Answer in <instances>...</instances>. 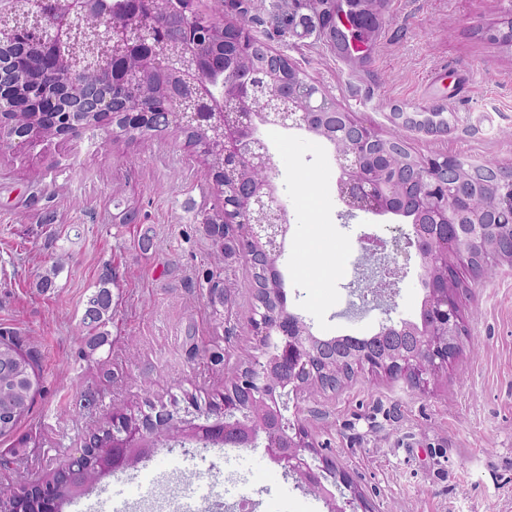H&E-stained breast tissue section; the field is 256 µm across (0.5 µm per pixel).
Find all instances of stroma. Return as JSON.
I'll return each instance as SVG.
<instances>
[{"label": "stroma", "mask_w": 512, "mask_h": 512, "mask_svg": "<svg viewBox=\"0 0 512 512\" xmlns=\"http://www.w3.org/2000/svg\"><path fill=\"white\" fill-rule=\"evenodd\" d=\"M379 26L366 51L339 47L322 13L348 0H224L223 21L245 25L321 85L338 106L381 132H405L423 157L454 155L512 167V50L487 41L505 0H374ZM439 75L440 126L413 125L428 77ZM272 160L298 256L278 270L286 305L316 336H370L419 316L425 290L410 255L390 297L364 285L378 265L361 263L359 238L409 231L405 218L345 214L336 198L332 151L304 132L272 144ZM222 198L177 131L119 139L100 148L54 140L30 151L0 150V330L13 332L36 363L31 414L0 438V454L36 480L82 446L112 415L184 394L206 404L258 357L249 319L255 301L242 258L215 263L200 222ZM139 212L121 221L125 208ZM55 221H41L44 212ZM112 276L109 342L85 357L76 339L84 303ZM232 277L227 303L214 282ZM49 287H42L43 278ZM461 297L469 330L456 359L429 392L359 370L345 387L301 395L299 416L323 453L359 482L375 512H512V266L471 279ZM223 352L221 363L210 359ZM96 403L82 407L83 395ZM206 452L217 493L248 485L252 512L275 487L288 512H326L285 476L265 448L159 444L126 475L153 470L152 486L131 491V512H169L196 483ZM262 468L252 471V457ZM183 460L181 476L167 466Z\"/></svg>", "instance_id": "1"}]
</instances>
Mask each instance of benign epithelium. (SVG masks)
<instances>
[{"mask_svg": "<svg viewBox=\"0 0 512 512\" xmlns=\"http://www.w3.org/2000/svg\"><path fill=\"white\" fill-rule=\"evenodd\" d=\"M39 18L34 25L0 21V144L10 149L32 148L53 139L70 140L95 131L107 137L136 138L166 122L210 134L217 148V165L202 152L224 208L238 214L234 228L243 238L245 259L252 273L256 307L249 322L261 358L224 390L220 402L203 412L192 398L187 406L154 409L136 428L112 433V439L89 440L72 459L97 456L98 448H114V460L135 464L156 438L177 427V441L203 442L212 437L237 448L264 443L270 459L325 505L327 512H370L366 495L336 460L322 455L299 417H290V396L334 390L344 383L336 371L343 353L364 365L403 377L425 391L435 385L455 353L462 314L451 286V271L470 265L488 250L489 239L508 248L490 252L485 268L512 263V170L489 169L459 157L419 158L406 144L379 134L372 126L330 100L288 56L258 40L244 26L215 23L201 0H150L149 10L130 12L127 0H26ZM83 38L104 50L109 60L132 53L140 66L128 69L124 81L140 86L163 66L175 82L154 83V98L168 103V114L143 108L135 96L112 93V64L93 58L76 61L73 42ZM212 43H222L246 67L225 71L209 55ZM337 118L336 193L347 208L375 216L411 211L426 223L404 234L405 247L415 248L426 286L421 322L396 336L383 330L357 346L314 335L305 320L283 304V289L269 270L285 252L291 224L283 208L272 153L262 129L268 125L324 133L316 117ZM395 157L399 172L392 183L412 191L391 206L380 195V157ZM482 193L496 199L493 213L475 204ZM467 220L474 232L454 237L451 224ZM376 235L360 238L365 256L387 248ZM399 264L371 284L379 295L396 286ZM56 480L80 489L69 464L55 470Z\"/></svg>", "mask_w": 512, "mask_h": 512, "instance_id": "obj_1", "label": "benign epithelium"}]
</instances>
